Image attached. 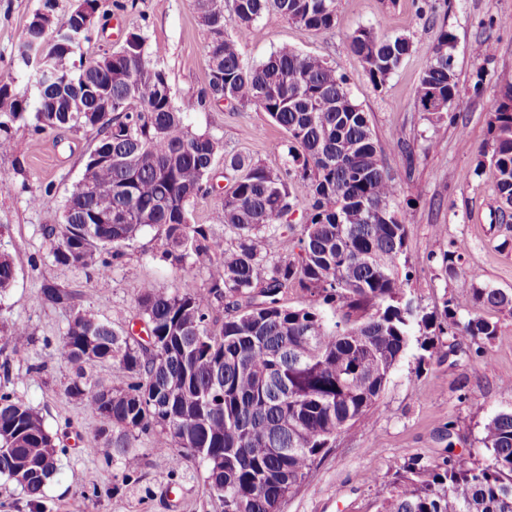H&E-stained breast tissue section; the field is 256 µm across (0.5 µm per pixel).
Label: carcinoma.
<instances>
[{
	"instance_id": "carcinoma-1",
	"label": "carcinoma",
	"mask_w": 512,
	"mask_h": 512,
	"mask_svg": "<svg viewBox=\"0 0 512 512\" xmlns=\"http://www.w3.org/2000/svg\"><path fill=\"white\" fill-rule=\"evenodd\" d=\"M208 34V84L198 99L173 102L166 71L130 33L101 66H77L87 33L57 31L43 55L57 73L38 89L35 102L0 74V153L12 149L14 125L34 132L67 128L96 134L93 152L112 164L93 165L67 192L63 224L50 228L49 256L62 266L109 270L105 255L145 230L163 240L162 257L176 265L194 257L215 268L207 285L188 277L167 293L145 283L136 298L146 336L117 329L76 307L75 293L42 286L41 303L70 311L56 350L75 368L68 394L97 416L96 435L133 468L139 436L159 435L172 461L206 449L205 486L224 502V512H270L311 473L336 437L376 408L394 368L405 354L414 326L428 330L404 300L410 274L399 272L405 224L397 212L398 183L384 167L365 112L345 88L336 63L284 43L259 64L246 62L242 44L254 22L274 11L307 32L336 25V0H234L235 34L224 31V0H193ZM404 35L384 36L360 28L349 50L382 89L412 50ZM456 35L443 26L416 88L418 111L440 100L450 111L460 97L455 71ZM104 87L112 111H94L89 88ZM264 112L288 135V167L274 171L240 155H224L235 173L224 187L220 223L236 243L202 224L190 223L195 197L212 187L219 141L191 131L188 112L206 101ZM492 141L478 152L489 165L502 204L512 206V86L491 101ZM306 183V224L299 252L271 259L277 229L299 206L290 181ZM112 185L98 194L97 185ZM112 213V223L96 216ZM453 251L443 258L450 277L467 275ZM15 279L13 262L0 255V293ZM296 283L329 306L340 320L329 323L312 305L286 307L278 295ZM263 297L222 324L211 320L226 299ZM512 314V292L473 286L448 298L438 333L453 351L462 341L491 340L498 323L479 314ZM33 336L15 322L4 346L28 351ZM109 363L114 382L104 384L92 368ZM485 462L469 466L448 457L433 467L413 461L379 512H512V408L489 416L482 427ZM59 448L43 418L11 392L0 393V477L38 504L58 472ZM30 478H18L21 471Z\"/></svg>"
}]
</instances>
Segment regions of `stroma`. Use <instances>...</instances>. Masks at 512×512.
Returning <instances> with one entry per match:
<instances>
[{
	"label": "stroma",
	"mask_w": 512,
	"mask_h": 512,
	"mask_svg": "<svg viewBox=\"0 0 512 512\" xmlns=\"http://www.w3.org/2000/svg\"><path fill=\"white\" fill-rule=\"evenodd\" d=\"M43 4L0 0V73L10 74L22 90L34 87L32 69L20 55L22 37ZM98 14L90 51L116 49L127 33L137 32L149 48H161L158 64L175 102L205 89L208 35L192 0H100ZM376 25L414 42L380 91L348 49L357 29ZM444 26L457 37L460 99L444 120L431 122L418 112L415 91ZM284 43L336 63L368 115L385 167L400 184L399 217L407 228L401 269L411 274L406 297L417 313L440 316L446 299L469 291L470 280L448 277L442 268L450 251L460 254L464 268L477 269L483 284L512 291V207L497 202L491 169L477 166V150L490 138L491 100L512 84V0H336L335 28L316 34L269 11L253 24L242 52L256 64ZM480 43L491 50L478 59L472 49ZM478 78L484 86L479 95L473 91ZM189 123L218 140L224 152L251 156L273 170L288 164L286 134L265 113L212 104L192 111ZM93 146L90 133L38 134L19 124L11 151L0 154V251L11 255L16 271L0 295V323L21 321L34 334L29 351L12 356L11 377L0 378V387L38 412L66 449L40 508H31L20 489L0 479V512H224L223 502L205 489L199 459L188 455L173 466L157 437L143 436L133 448L138 465L127 471L96 437L92 410L66 392L74 368L58 355L56 342L69 313L39 303L43 284L77 292L80 307L120 328L136 321L142 284L172 293L184 277L202 285L211 274L208 265L191 259L180 266L162 260V242L151 231L126 245L123 258L103 276L93 267L52 261L45 231L59 225L67 190L81 177ZM212 176L213 189L190 207L191 221L213 226L229 247L235 235L218 223L223 162H216ZM488 317L497 321L498 332L477 355L464 344L449 354L446 335L431 336L424 346L411 342L373 414L337 437L282 512H377L404 462L436 465L450 455L483 460L484 420L512 408V315L492 311Z\"/></svg>",
	"instance_id": "35a3bbf8"
}]
</instances>
